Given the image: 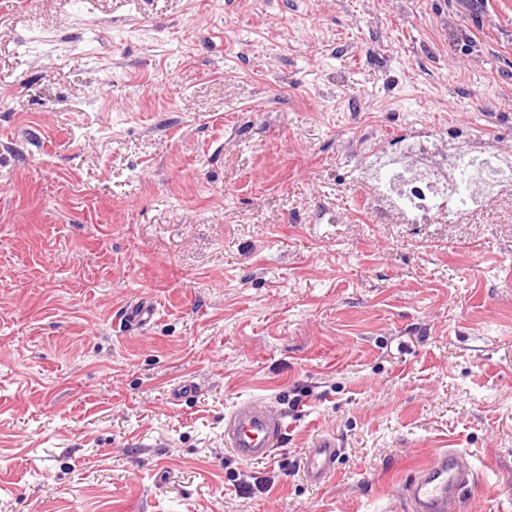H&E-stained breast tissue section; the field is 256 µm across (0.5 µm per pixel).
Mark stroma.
<instances>
[{
    "label": "stroma",
    "instance_id": "obj_1",
    "mask_svg": "<svg viewBox=\"0 0 512 512\" xmlns=\"http://www.w3.org/2000/svg\"><path fill=\"white\" fill-rule=\"evenodd\" d=\"M448 125L512 148V0H0V512H406L439 448L512 512V195L374 192ZM390 176L395 178L396 190L391 192L384 186L382 188L383 195L392 206L408 215L409 223L425 222L430 218L441 200V191L437 189L441 187V178L429 173L424 179H414L411 175L402 174L398 170L395 176ZM156 313L153 303L140 300L125 310L122 320L126 327L135 329L147 325ZM284 431L282 417L272 415L263 401L251 400L238 404L225 417L224 442L244 462L268 460ZM341 445L335 436L316 438L307 448L303 461V473L307 482L320 485L334 474Z\"/></svg>",
    "mask_w": 512,
    "mask_h": 512
}]
</instances>
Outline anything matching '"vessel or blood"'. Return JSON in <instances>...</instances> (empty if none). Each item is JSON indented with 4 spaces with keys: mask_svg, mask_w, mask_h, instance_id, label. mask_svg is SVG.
<instances>
[{
    "mask_svg": "<svg viewBox=\"0 0 512 512\" xmlns=\"http://www.w3.org/2000/svg\"><path fill=\"white\" fill-rule=\"evenodd\" d=\"M155 313L153 303L141 300L125 310L123 321L135 329L150 323ZM284 431L282 418L272 415L263 401L251 400L238 404L226 416L224 442L242 461L268 460L273 458ZM340 450L336 437L316 438L303 461L306 481L319 485L333 475ZM476 480L468 453L443 448L407 477L399 491L411 512H458L462 492Z\"/></svg>",
    "mask_w": 512,
    "mask_h": 512,
    "instance_id": "vessel-or-blood-1",
    "label": "vessel or blood"
}]
</instances>
